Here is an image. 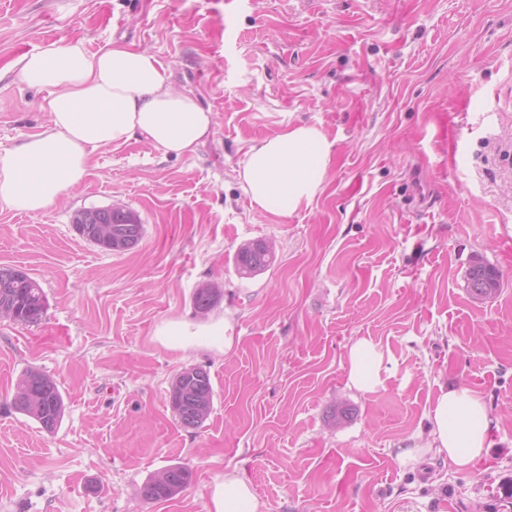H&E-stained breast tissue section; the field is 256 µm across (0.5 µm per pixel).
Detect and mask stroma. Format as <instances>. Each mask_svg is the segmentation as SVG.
I'll use <instances>...</instances> for the list:
<instances>
[{
    "label": "stroma",
    "mask_w": 512,
    "mask_h": 512,
    "mask_svg": "<svg viewBox=\"0 0 512 512\" xmlns=\"http://www.w3.org/2000/svg\"><path fill=\"white\" fill-rule=\"evenodd\" d=\"M115 41L154 54L214 133L180 157L138 135L97 148L45 209L0 205V265L48 303L37 324L0 318V512H209L228 475L262 512H512V0H0V147L51 123L52 90L16 58ZM287 125L332 153L322 190L277 218L239 170ZM90 207L138 214V244L79 236ZM258 240L274 261L240 277L232 257ZM476 260L502 275L480 302ZM203 285L220 300L199 313ZM360 338L369 391L349 383ZM191 366L213 386L197 429L169 402ZM30 368L64 397L55 432L11 405ZM444 385L493 418L467 470L428 450ZM174 464L187 488L143 501ZM372 343L366 339L357 340L349 350V382L358 390L369 391L375 385V376L369 368L374 359Z\"/></svg>",
    "instance_id": "stroma-1"
}]
</instances>
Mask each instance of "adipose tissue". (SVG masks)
Returning <instances> with one entry per match:
<instances>
[{"instance_id":"adipose-tissue-1","label":"adipose tissue","mask_w":512,"mask_h":512,"mask_svg":"<svg viewBox=\"0 0 512 512\" xmlns=\"http://www.w3.org/2000/svg\"><path fill=\"white\" fill-rule=\"evenodd\" d=\"M19 79L56 88L52 124L16 148H0V205L25 212L48 207L87 175L92 148L141 135L164 155L194 153L214 131V114L197 96L173 89L169 69L149 51L115 42L97 53L49 45L18 59ZM331 144L313 126L286 127L253 143L239 172L252 204L275 217L308 205L327 179ZM431 450L469 468L491 448L493 420L466 387L441 388L429 414ZM213 512H261L244 478H225Z\"/></svg>"}]
</instances>
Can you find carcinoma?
<instances>
[{
  "label": "carcinoma",
  "mask_w": 512,
  "mask_h": 512,
  "mask_svg": "<svg viewBox=\"0 0 512 512\" xmlns=\"http://www.w3.org/2000/svg\"><path fill=\"white\" fill-rule=\"evenodd\" d=\"M112 223V241L104 245L108 251H125L134 247L142 237L143 224L129 210L103 209ZM235 270L244 278L262 273L270 264V252L262 241L241 246L234 257ZM501 286V274L493 267L476 263L467 273L468 292L474 299L495 295ZM219 294L207 286L194 294V308L210 311ZM0 307L15 310L16 320L34 324L47 311V299L39 282L10 266H0ZM213 389L209 371L200 366L184 369L172 384L170 403L179 422L185 428L197 429L206 420L212 407ZM14 408L37 421L51 432L61 423L64 399L55 380L48 374L30 369L19 381L13 397ZM191 472L182 465H172L162 475L147 479L140 487V496L148 501H163L174 497L189 484Z\"/></svg>",
  "instance_id": "1"
}]
</instances>
